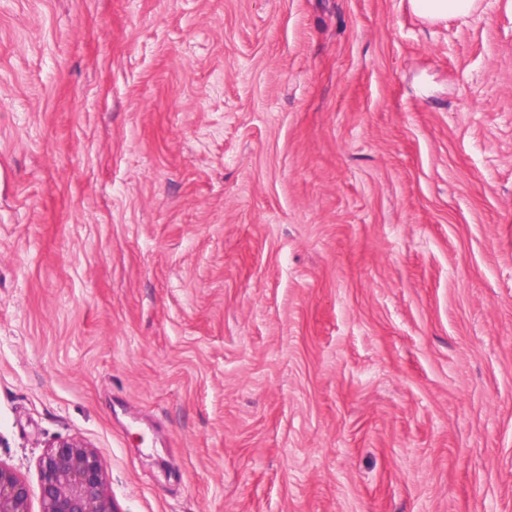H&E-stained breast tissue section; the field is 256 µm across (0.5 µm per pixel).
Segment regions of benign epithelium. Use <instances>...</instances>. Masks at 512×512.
<instances>
[{"mask_svg":"<svg viewBox=\"0 0 512 512\" xmlns=\"http://www.w3.org/2000/svg\"><path fill=\"white\" fill-rule=\"evenodd\" d=\"M41 512H118L97 453L80 439L51 446L38 462ZM0 512H29V488L0 464Z\"/></svg>","mask_w":512,"mask_h":512,"instance_id":"7a95c632","label":"benign epithelium"}]
</instances>
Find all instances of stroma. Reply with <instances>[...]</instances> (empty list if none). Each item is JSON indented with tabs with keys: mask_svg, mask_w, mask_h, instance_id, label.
I'll use <instances>...</instances> for the list:
<instances>
[{
	"mask_svg": "<svg viewBox=\"0 0 512 512\" xmlns=\"http://www.w3.org/2000/svg\"><path fill=\"white\" fill-rule=\"evenodd\" d=\"M118 512H512V0H0V463ZM410 3L415 14L429 21L448 19V16L467 18L479 5L478 0H410ZM49 448L38 462L41 512H118L90 446L71 438Z\"/></svg>",
	"mask_w": 512,
	"mask_h": 512,
	"instance_id": "obj_1",
	"label": "stroma"
}]
</instances>
